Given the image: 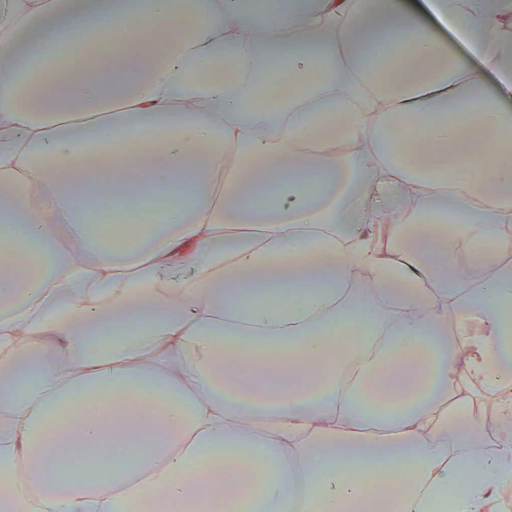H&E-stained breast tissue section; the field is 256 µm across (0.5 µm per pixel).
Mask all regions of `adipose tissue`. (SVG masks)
I'll list each match as a JSON object with an SVG mask.
<instances>
[{
  "label": "adipose tissue",
  "mask_w": 512,
  "mask_h": 512,
  "mask_svg": "<svg viewBox=\"0 0 512 512\" xmlns=\"http://www.w3.org/2000/svg\"><path fill=\"white\" fill-rule=\"evenodd\" d=\"M82 20L108 53L33 73ZM499 32L503 0H0V512H498Z\"/></svg>",
  "instance_id": "ef3b65f1"
}]
</instances>
